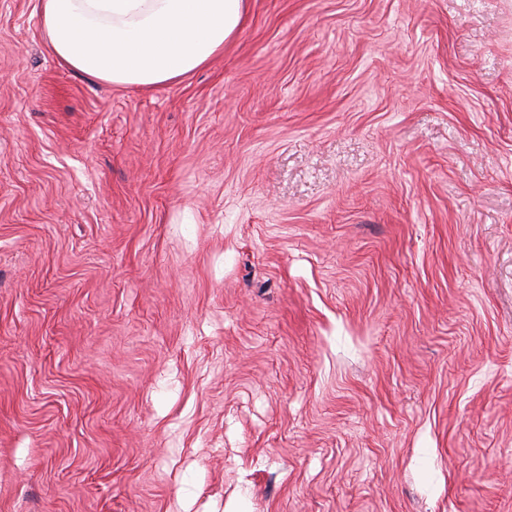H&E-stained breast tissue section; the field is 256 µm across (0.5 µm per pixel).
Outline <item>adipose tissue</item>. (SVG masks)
I'll return each mask as SVG.
<instances>
[{
    "instance_id": "1",
    "label": "adipose tissue",
    "mask_w": 512,
    "mask_h": 512,
    "mask_svg": "<svg viewBox=\"0 0 512 512\" xmlns=\"http://www.w3.org/2000/svg\"><path fill=\"white\" fill-rule=\"evenodd\" d=\"M37 12L62 65L119 87H151L223 51L245 0H38Z\"/></svg>"
}]
</instances>
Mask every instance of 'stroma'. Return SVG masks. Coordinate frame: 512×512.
I'll return each instance as SVG.
<instances>
[{
    "instance_id": "obj_1",
    "label": "stroma",
    "mask_w": 512,
    "mask_h": 512,
    "mask_svg": "<svg viewBox=\"0 0 512 512\" xmlns=\"http://www.w3.org/2000/svg\"><path fill=\"white\" fill-rule=\"evenodd\" d=\"M153 88L0 0V512H512V0H246Z\"/></svg>"
}]
</instances>
